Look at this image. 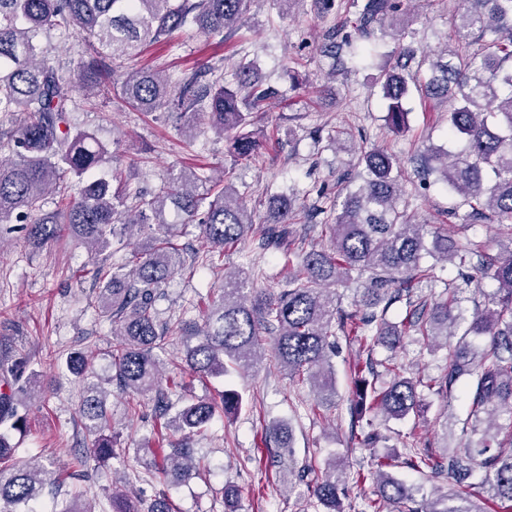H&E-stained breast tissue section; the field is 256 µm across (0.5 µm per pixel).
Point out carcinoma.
<instances>
[{
    "instance_id": "obj_1",
    "label": "carcinoma",
    "mask_w": 512,
    "mask_h": 512,
    "mask_svg": "<svg viewBox=\"0 0 512 512\" xmlns=\"http://www.w3.org/2000/svg\"><path fill=\"white\" fill-rule=\"evenodd\" d=\"M254 0H0V114L16 128L4 132L9 156L0 159V223L22 224L35 248L72 239L100 253L133 227L149 229L167 223L176 212L184 224H196L206 249L194 255L202 269L224 262V247L243 240L252 227L251 213L234 192L231 172L218 178L203 167H181L149 194L131 188L123 169L112 179H89L107 162L109 151L90 131L76 126V94H110L126 107L145 114L162 108L187 118L182 132L195 136L203 124L229 139V152L238 161H252L262 154L268 136L253 128L254 113L278 94L259 83L254 61H238L232 83L224 82L219 66L207 62L177 81L155 66L137 67L131 61L141 46L168 40L185 29L206 38L224 36V29L240 21ZM401 10L400 0H365L358 10L355 34L343 33L346 21L329 31L323 53L342 67V53L365 63L371 50L357 45ZM461 37L477 33L488 37L481 52L444 48L431 55L412 42L399 44L395 64L376 78L386 103L388 127L399 134L407 128L404 102L411 89L423 97L452 104L448 137L463 147L451 153L431 149L420 156L424 179L434 178L459 196L453 215L474 224L494 217L502 226L507 244L493 259L484 245H458L448 231L415 222L400 206L403 187L390 152L372 148L357 154L356 166L363 185L346 194L341 208L331 205L323 221L330 246L284 254L288 279L278 292L249 287L248 276L224 275L222 293L206 306L204 325H169L159 320V303L165 286L180 273L183 251L173 234L151 233L130 251L125 261L99 266L92 279L98 286V316L112 323L107 355L108 374L94 369L96 350L70 352L66 369L82 384L80 415L86 430L85 445L74 457L85 474L108 461L125 462L127 449L119 447L112 431L106 400L113 391L128 396L154 398V414L176 436L173 448L157 463L150 448H139V460L163 475L148 506L130 498L122 487L112 486V512H173L169 484L185 480L199 468L192 440L214 419L217 410L237 414L243 395L236 389L222 392L221 404L205 399L172 401L170 381L162 372L159 352L170 341L185 342V361L201 377H222L230 372L249 374L261 364L279 367L292 381L309 383L317 395H336L332 358L336 338L343 334L365 349L373 344L394 347L405 335L421 338L427 349L448 350L443 374L426 381L404 376L403 367L382 362L386 380L372 362L352 364L351 417L373 426L366 418L377 411L385 419L401 420L423 408L418 387L450 394L456 384L471 379L468 418L482 423L481 414L499 402L512 400V0H464L452 19ZM76 28L93 39L92 53L71 76L50 63L42 37L53 29ZM429 63V74L408 69ZM207 72L216 73L201 81ZM77 194L71 193L72 183ZM325 209H303L281 193L272 196L257 246L265 251L280 246L290 224H310ZM444 261H458L470 269L462 288L433 292L434 268L421 265L425 254ZM366 279L368 287L354 299L355 310L340 307L336 286ZM497 283L486 293L483 280ZM430 290V299L416 290ZM481 298L466 336L488 338L484 348L466 343L452 346L448 327L462 322L463 293ZM405 302L399 323L386 320L387 309ZM41 390V375L30 367V358L9 347L0 351V512H94L75 503L52 504L37 510L45 491L58 475L40 464L17 462L12 433L27 427L30 400ZM488 425L477 445L439 454L428 448L393 450L379 459L370 476L375 497L362 512H386L390 503H408L407 512H484L471 499L474 468L484 473L481 484L492 497L508 502L512 512V431L498 438ZM422 475L441 479L450 493L435 500L417 499L415 489L394 478L388 468L395 461ZM308 498L320 512H345L350 484H361L367 475L348 472L343 464L321 470L308 462L298 470Z\"/></svg>"
}]
</instances>
